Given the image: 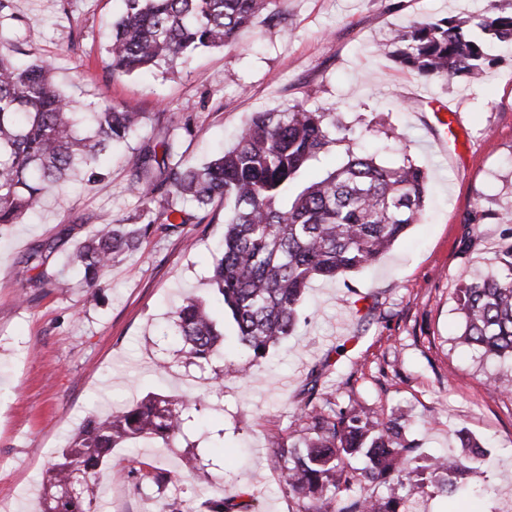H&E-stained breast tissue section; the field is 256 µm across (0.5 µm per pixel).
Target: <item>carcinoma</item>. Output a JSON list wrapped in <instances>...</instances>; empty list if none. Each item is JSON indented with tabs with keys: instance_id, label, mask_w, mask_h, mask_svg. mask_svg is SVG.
Instances as JSON below:
<instances>
[{
	"instance_id": "carcinoma-1",
	"label": "carcinoma",
	"mask_w": 512,
	"mask_h": 512,
	"mask_svg": "<svg viewBox=\"0 0 512 512\" xmlns=\"http://www.w3.org/2000/svg\"><path fill=\"white\" fill-rule=\"evenodd\" d=\"M112 24L107 53L112 75L172 70L203 48L236 43L239 32L269 11L273 0H122ZM492 0L477 26L485 37L470 36L469 18L457 15L414 22L392 33L394 56L425 78L466 73L477 79L490 59L487 39L512 42V0ZM51 65L19 66L0 51V224H17L38 207L44 190L61 187L80 170L95 181L102 156L140 126L142 115L111 104L68 99L54 86ZM326 113L300 105L255 113L235 145L200 165L186 162L174 143L163 142V157L145 149L133 156L132 188L157 197L160 214L171 216L180 199L207 209L224 201V241L211 280L233 318L239 342L253 359L290 335L299 305L312 279H339L377 260L417 223L423 210L426 176L410 163L383 165L358 154L350 138L336 137ZM347 143V161L315 180H305L312 163L332 147ZM494 216L477 199L463 218L483 224ZM154 224H105L68 255V265L88 281L136 248ZM506 274L476 270L456 292V310L465 344L486 359L512 361V244L504 249ZM177 336L186 360L224 362V332L198 298L175 312ZM208 407L206 399L147 397L110 416L88 419L46 471L43 512H96L94 478L112 449L129 443L170 446L189 441L186 422ZM409 420L401 414L381 421L349 408L305 412L298 429L274 440L283 461L281 482L288 493L307 499L305 512H408L418 467L416 444L408 439ZM363 457L361 470L351 460ZM470 454L438 457L429 468L437 486L454 493L471 471ZM136 488L162 490L167 476L131 466ZM385 484L388 493L373 497L365 489ZM241 501H236V498ZM209 499L201 509L173 501L169 512H252L253 494Z\"/></svg>"
}]
</instances>
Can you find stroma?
Wrapping results in <instances>:
<instances>
[{
	"label": "stroma",
	"mask_w": 512,
	"mask_h": 512,
	"mask_svg": "<svg viewBox=\"0 0 512 512\" xmlns=\"http://www.w3.org/2000/svg\"><path fill=\"white\" fill-rule=\"evenodd\" d=\"M490 0H278L274 22L257 19L238 44L199 51L189 64L113 76L106 46L119 0H5L0 21L18 62L51 64L56 88L85 104L106 100L143 113L126 145L114 148L104 184L76 175L51 190L40 212L0 225V512H40L43 477L91 414L107 415L148 396H203L211 437L197 452L116 448L101 469L99 494L111 512H168L171 498L201 503L249 487L259 512H303L279 481L274 435H288L317 379L337 406L380 419L413 421L422 470L420 512H497L512 499V370L457 345L455 293L468 272H503L500 247L512 226V47L493 42L495 65L481 82L426 79L389 56L391 30L452 15L480 17ZM38 24L31 42L24 33ZM428 93L462 117L450 154L433 147L437 126L417 96ZM300 105L327 113L378 161L410 160L427 173L421 220L373 264L342 281H316L301 302L297 331L260 362L236 341L212 268L224 236V204L186 205L180 231L156 230L88 287L67 254L103 224H143L156 201L132 191L130 159L174 141L193 164L232 146L253 113ZM483 200L494 212L464 223ZM53 243L42 270L26 258ZM52 282L39 286V273ZM206 300L224 331L222 384L213 367L181 356L174 312L183 297ZM482 446V462L454 495L442 494L426 465L460 454V432ZM141 461L175 480L159 493L127 477Z\"/></svg>",
	"instance_id": "1"
}]
</instances>
